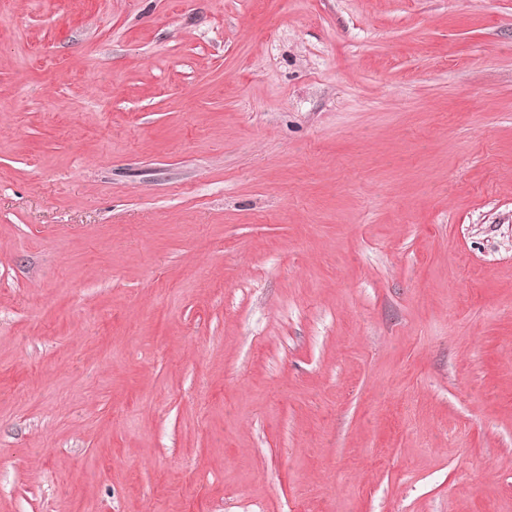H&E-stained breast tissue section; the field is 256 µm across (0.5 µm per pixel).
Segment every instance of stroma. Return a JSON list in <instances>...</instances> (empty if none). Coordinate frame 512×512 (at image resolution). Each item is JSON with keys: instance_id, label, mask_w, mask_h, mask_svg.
Here are the masks:
<instances>
[{"instance_id": "1", "label": "stroma", "mask_w": 512, "mask_h": 512, "mask_svg": "<svg viewBox=\"0 0 512 512\" xmlns=\"http://www.w3.org/2000/svg\"><path fill=\"white\" fill-rule=\"evenodd\" d=\"M0 512H512V0H0Z\"/></svg>"}]
</instances>
